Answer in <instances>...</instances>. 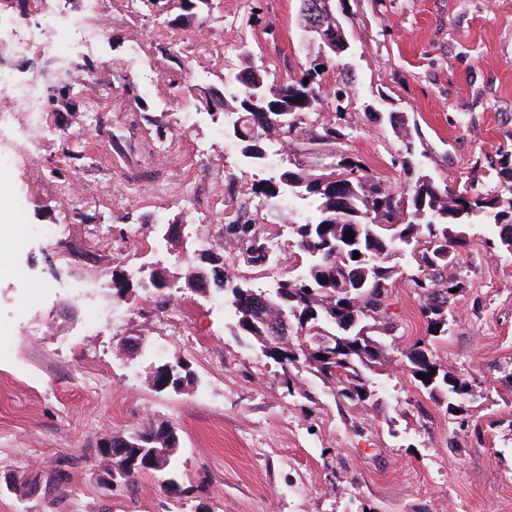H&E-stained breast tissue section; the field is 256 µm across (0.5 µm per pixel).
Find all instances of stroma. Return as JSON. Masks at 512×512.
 <instances>
[{
	"instance_id": "1",
	"label": "stroma",
	"mask_w": 512,
	"mask_h": 512,
	"mask_svg": "<svg viewBox=\"0 0 512 512\" xmlns=\"http://www.w3.org/2000/svg\"><path fill=\"white\" fill-rule=\"evenodd\" d=\"M354 73L344 100V148L387 185L405 177L392 161L401 141L387 115L400 112L420 135L424 172L453 189L506 194L512 170V0H333ZM210 16L181 31L189 57L157 52L170 32L152 12L107 0L99 40L85 51L94 68L118 69L134 88L105 89L87 112L70 78L63 101L44 100L50 127L94 149L63 157L46 137L36 163L0 166V512H512V255L488 226L466 229L448 266L463 281L449 308L452 332L434 355L473 383L461 432L444 404L417 385L401 354L425 326L403 276L390 285L398 337L378 377V398L339 408L315 379L314 402L290 397L282 368L236 336L222 293L150 294L132 265L183 277L223 257L226 173L249 188L264 172L246 164L205 102L147 93L179 71L214 74L246 63L283 77L306 69L318 50L300 0H215ZM63 32L56 50L31 43L7 58L29 75L79 41ZM251 50L243 59L240 45ZM138 60H131L130 46ZM195 116L162 158L153 121ZM208 152L197 155L198 143ZM90 192L75 205L67 239L43 243L37 227L60 220L66 187ZM129 291L107 323L113 280ZM142 341L136 369L123 339ZM181 362L182 388L157 390L154 367ZM167 421L179 435L175 480L144 474L103 487L92 454L99 437Z\"/></svg>"
}]
</instances>
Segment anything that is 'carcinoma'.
Instances as JSON below:
<instances>
[{
  "label": "carcinoma",
  "instance_id": "carcinoma-1",
  "mask_svg": "<svg viewBox=\"0 0 512 512\" xmlns=\"http://www.w3.org/2000/svg\"><path fill=\"white\" fill-rule=\"evenodd\" d=\"M330 2L301 0L304 25L318 19L325 25L319 47L327 52H317L300 74L280 79L247 66L219 77L222 92L200 84L192 89L227 117L224 135L246 162L265 164L277 140L287 148L288 167L253 185L237 205L224 210V242L242 247L228 259L267 268L281 263V253L270 250L261 225L282 223V210L261 214L249 207L250 198L287 194L307 202L308 209L307 216L288 219V246L300 257L295 268L267 288L219 269L215 289L234 312L237 335L282 366L288 395L314 401L303 383V374L309 373L338 405L364 408L376 396L373 371L385 365V339L395 337L388 281L405 270L421 300L425 324L424 336L403 352L407 370L429 395L444 398L448 411L459 413L455 401L472 389V381L444 369L431 350V341L451 330L452 290L463 288L460 281L448 280V263L465 244L462 228L468 224L496 226L501 247L512 253V200L455 192L421 173L414 162L412 129L392 112L389 123L403 141L394 163L409 176L404 188H389L362 159L344 150L330 154L327 164L310 161L320 146L347 139L339 105L344 90L330 89L329 74L349 43L336 25L334 10L322 15L313 11ZM135 5L153 12L170 30L167 51L172 56L182 50L177 38L182 23L211 11L213 0H135ZM330 95L338 105L327 119L320 108ZM350 231L351 240L346 238ZM419 373L427 378L417 377ZM112 443L121 449L113 463L125 484L144 473L169 474L175 468L179 436L170 422L114 435Z\"/></svg>",
  "mask_w": 512,
  "mask_h": 512
}]
</instances>
